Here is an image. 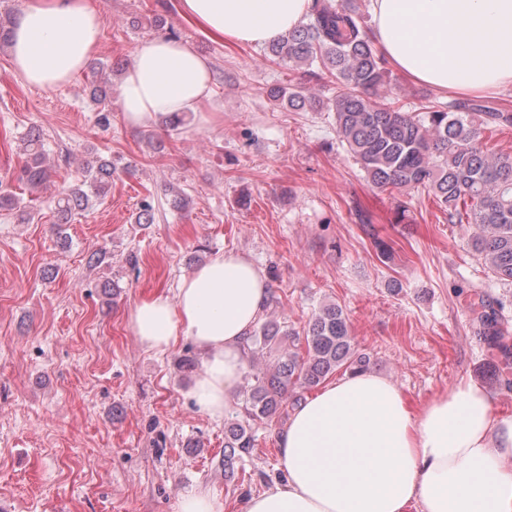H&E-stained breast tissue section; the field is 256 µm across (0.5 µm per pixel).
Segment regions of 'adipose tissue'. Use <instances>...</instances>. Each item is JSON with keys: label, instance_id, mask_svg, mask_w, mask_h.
I'll return each instance as SVG.
<instances>
[{"label": "adipose tissue", "instance_id": "adipose-tissue-1", "mask_svg": "<svg viewBox=\"0 0 512 512\" xmlns=\"http://www.w3.org/2000/svg\"><path fill=\"white\" fill-rule=\"evenodd\" d=\"M375 39L404 77L466 95L512 86V0H371ZM312 0H181L214 39L263 46L296 27ZM94 0H23L12 66L40 89L69 83L100 46ZM211 66L189 44H140L118 100L134 127L192 112L209 121ZM269 296L266 276L231 252L184 277L174 294L136 304L130 327L147 350L191 339L203 354L191 398L223 419L236 403L248 333ZM283 473L242 512H512V419L462 381L411 408L393 381L362 373L326 384L276 437Z\"/></svg>", "mask_w": 512, "mask_h": 512}]
</instances>
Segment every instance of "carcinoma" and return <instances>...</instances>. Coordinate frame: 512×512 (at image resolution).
<instances>
[{
    "mask_svg": "<svg viewBox=\"0 0 512 512\" xmlns=\"http://www.w3.org/2000/svg\"><path fill=\"white\" fill-rule=\"evenodd\" d=\"M363 7L362 0H313L307 22L267 46L271 62L300 70L308 79L330 78L335 95L323 100L290 83L271 88L270 100L286 102L295 112L334 113L340 143L373 188L389 193L420 189L433 195L448 223L472 228L471 249L493 278L512 282V157L487 149L485 143L487 133L512 127V112L469 99L422 101L417 111H403L388 97L391 75ZM90 70L104 74L91 82L88 95L98 107L97 124L107 127L113 67L97 61ZM21 142L26 160L19 181L33 188L47 183L51 171L40 131L30 129ZM114 173L111 159L94 155L81 184L57 190V223H71L92 197L104 200ZM483 325L489 344L504 351L496 321L486 317ZM286 336L304 345L286 350ZM248 341L252 348L242 416L225 421L224 475L229 479L254 447L249 422H272L288 396L312 390L340 370L357 374L368 365L367 357L354 349L347 315L337 304L314 310L301 338L269 319Z\"/></svg>",
    "mask_w": 512,
    "mask_h": 512,
    "instance_id": "cac0c4a2",
    "label": "carcinoma"
}]
</instances>
